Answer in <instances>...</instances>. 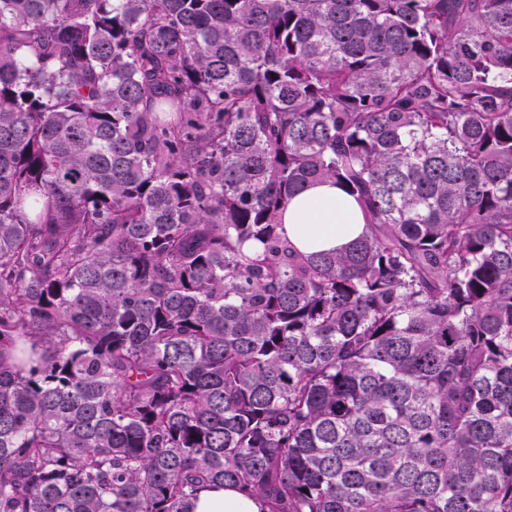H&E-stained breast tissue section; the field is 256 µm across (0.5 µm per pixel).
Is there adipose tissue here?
<instances>
[{
    "label": "adipose tissue",
    "instance_id": "adipose-tissue-1",
    "mask_svg": "<svg viewBox=\"0 0 512 512\" xmlns=\"http://www.w3.org/2000/svg\"><path fill=\"white\" fill-rule=\"evenodd\" d=\"M283 222L292 242L307 252H328L346 247L365 230L357 203L336 185H313L293 198ZM195 512H263L260 502L229 487L204 490Z\"/></svg>",
    "mask_w": 512,
    "mask_h": 512
}]
</instances>
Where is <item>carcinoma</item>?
<instances>
[{"mask_svg": "<svg viewBox=\"0 0 512 512\" xmlns=\"http://www.w3.org/2000/svg\"><path fill=\"white\" fill-rule=\"evenodd\" d=\"M211 486L512 512V0H0V512ZM283 224L292 242L307 252L342 249L366 228L357 203L331 183L313 185L293 198Z\"/></svg>", "mask_w": 512, "mask_h": 512, "instance_id": "1", "label": "carcinoma"}]
</instances>
